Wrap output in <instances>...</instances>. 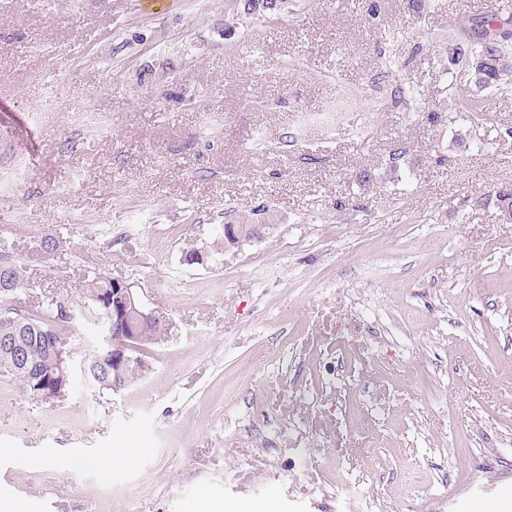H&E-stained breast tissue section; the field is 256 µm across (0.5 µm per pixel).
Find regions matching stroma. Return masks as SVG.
<instances>
[{
    "instance_id": "obj_1",
    "label": "stroma",
    "mask_w": 512,
    "mask_h": 512,
    "mask_svg": "<svg viewBox=\"0 0 512 512\" xmlns=\"http://www.w3.org/2000/svg\"><path fill=\"white\" fill-rule=\"evenodd\" d=\"M244 6L0 0L12 307L69 304L81 355L105 344L85 279L121 278L166 329L116 394L0 376V502L512 512V224L484 204L512 188V91L475 126L448 63L501 0ZM228 224L253 232L217 249ZM139 452L138 448H104L97 456L86 461L87 465L107 472L127 464Z\"/></svg>"
}]
</instances>
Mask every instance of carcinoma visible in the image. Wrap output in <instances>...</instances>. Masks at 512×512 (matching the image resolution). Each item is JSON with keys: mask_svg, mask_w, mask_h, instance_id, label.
Instances as JSON below:
<instances>
[{"mask_svg": "<svg viewBox=\"0 0 512 512\" xmlns=\"http://www.w3.org/2000/svg\"><path fill=\"white\" fill-rule=\"evenodd\" d=\"M500 22L498 14H490L480 21L478 31L469 35L466 46L458 45L448 49L450 61L460 66L464 82L472 83L479 89L504 90L512 84V48L509 43L491 36ZM9 286L0 287V300L8 299L21 290L24 274L21 266L7 263ZM83 308L91 317L101 320L100 304L112 301V279L89 277L83 288ZM67 322L59 303L53 302L34 313H0V375L17 380L28 395L40 402L50 403L67 392L72 383L65 369L57 361L56 347L65 340L64 323ZM136 336L130 338L132 346L156 343L164 337L165 328L156 322H134ZM20 341L30 348V360L34 368L18 364L12 350L6 343ZM89 377L102 392L112 391V378L120 375L125 384H130L146 373L144 362L134 357L115 371L112 355L101 349L90 358Z\"/></svg>", "mask_w": 512, "mask_h": 512, "instance_id": "1", "label": "carcinoma"}]
</instances>
